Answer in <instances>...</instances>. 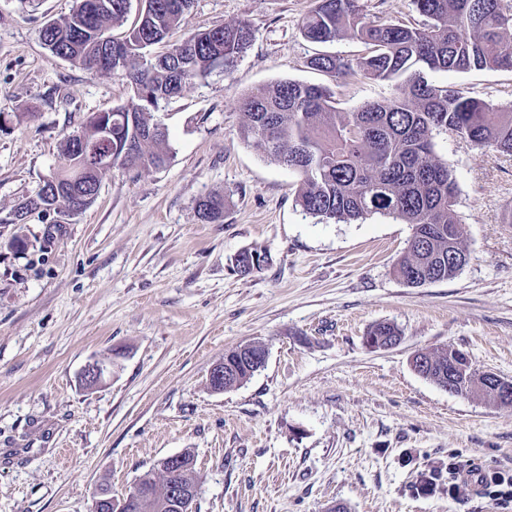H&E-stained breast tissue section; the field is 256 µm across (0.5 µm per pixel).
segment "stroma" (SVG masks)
<instances>
[{
	"mask_svg": "<svg viewBox=\"0 0 512 512\" xmlns=\"http://www.w3.org/2000/svg\"><path fill=\"white\" fill-rule=\"evenodd\" d=\"M72 4L0 0V512H90L99 484L123 497L185 450L196 512H512L480 492L448 496L449 460L512 474V408L449 393L411 366L418 351L450 347L512 381V155L436 136L468 261L408 286L394 268L411 225L318 222L295 204L297 174L239 134L241 97L281 80L330 87L342 111L390 97L391 84L309 66L364 46L305 38L315 0H193L172 42L239 20L253 38L231 72L161 103L167 165L103 176L95 202L64 223H16L61 165L63 138L131 94L125 76L44 46L42 26ZM434 80L512 104V71ZM210 194L224 197L223 223L197 213ZM248 248L269 263L242 276L233 259ZM380 322L398 327L399 345L366 347ZM254 342L264 367L212 391V366ZM96 358L112 359V374L87 390L79 374ZM431 471L432 489L416 491Z\"/></svg>",
	"mask_w": 512,
	"mask_h": 512,
	"instance_id": "obj_1",
	"label": "stroma"
}]
</instances>
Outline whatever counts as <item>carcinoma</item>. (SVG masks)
<instances>
[{
  "instance_id": "carcinoma-1",
  "label": "carcinoma",
  "mask_w": 512,
  "mask_h": 512,
  "mask_svg": "<svg viewBox=\"0 0 512 512\" xmlns=\"http://www.w3.org/2000/svg\"><path fill=\"white\" fill-rule=\"evenodd\" d=\"M138 25L124 39H112V60L101 56V41L126 21L129 0H74L70 12L47 21L44 45L56 56L87 70L126 72L132 96L107 111L112 139L97 141V128L80 124L78 141L61 145L62 166L53 176L66 187L49 199L40 189L18 204L14 216L51 213L66 207L79 213L94 201L101 172L86 159V146L112 154V167L158 169L169 160L168 129L157 119L161 102L218 69L232 67L252 41L245 21L191 35L164 54L149 49L165 41L185 20L192 0H144ZM424 17L420 25L395 23L364 13L360 0H316L303 18L304 36L313 43L350 37L365 53L350 59L319 53L312 69L334 77L392 82L389 99L349 112L336 108L329 88L285 80L251 92L240 104L241 135L252 147L299 175L295 203L325 222L348 223L371 215L412 225L405 254L396 264L402 281L419 287L447 280L467 263L462 227L454 206L453 170L434 154V137L453 133L479 149L512 154V104L499 106L438 86V71L512 70V6L504 0H412ZM200 219L224 221V196L197 203ZM456 350L420 353L425 378L448 382ZM180 480L196 484L195 460L183 452ZM143 495L122 512H171L169 480L159 467L143 472Z\"/></svg>"
}]
</instances>
